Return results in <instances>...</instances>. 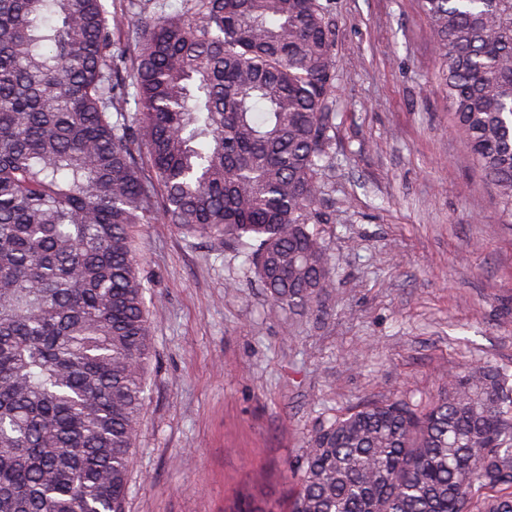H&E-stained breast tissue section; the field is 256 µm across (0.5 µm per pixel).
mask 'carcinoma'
Segmentation results:
<instances>
[{"label":"carcinoma","mask_w":512,"mask_h":512,"mask_svg":"<svg viewBox=\"0 0 512 512\" xmlns=\"http://www.w3.org/2000/svg\"><path fill=\"white\" fill-rule=\"evenodd\" d=\"M420 4L511 217L512 0ZM335 47L324 0H187L142 29L103 0H0V512H123L152 357L138 225L231 241L269 299L320 312ZM288 512H512L509 369L320 420Z\"/></svg>","instance_id":"1"}]
</instances>
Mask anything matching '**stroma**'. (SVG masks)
<instances>
[{
    "mask_svg": "<svg viewBox=\"0 0 512 512\" xmlns=\"http://www.w3.org/2000/svg\"><path fill=\"white\" fill-rule=\"evenodd\" d=\"M337 106L323 311L266 296L236 244L141 225L154 358L126 512L285 502L320 418L512 368V218L452 127L419 0H331Z\"/></svg>",
    "mask_w": 512,
    "mask_h": 512,
    "instance_id": "35a3bbf8",
    "label": "stroma"
}]
</instances>
